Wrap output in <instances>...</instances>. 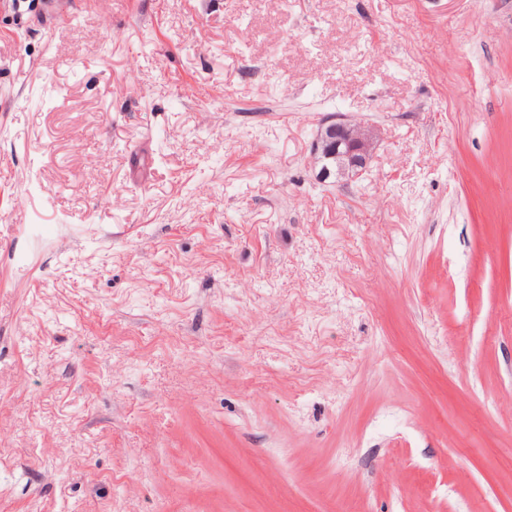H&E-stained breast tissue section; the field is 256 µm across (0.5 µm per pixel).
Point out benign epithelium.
I'll list each match as a JSON object with an SVG mask.
<instances>
[{"instance_id": "benign-epithelium-1", "label": "benign epithelium", "mask_w": 512, "mask_h": 512, "mask_svg": "<svg viewBox=\"0 0 512 512\" xmlns=\"http://www.w3.org/2000/svg\"><path fill=\"white\" fill-rule=\"evenodd\" d=\"M376 140L371 125L337 115L324 118L311 144L318 180L335 183L360 175L372 160Z\"/></svg>"}]
</instances>
